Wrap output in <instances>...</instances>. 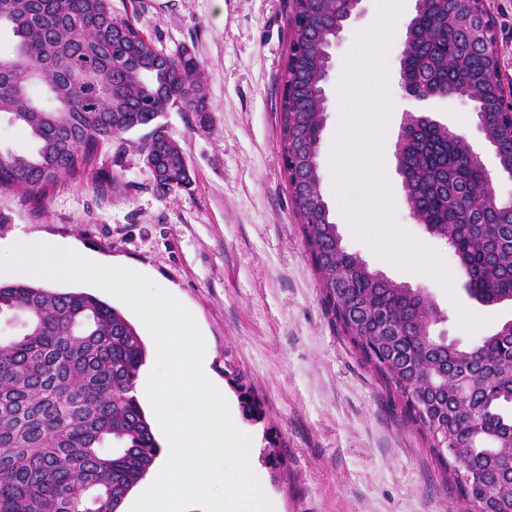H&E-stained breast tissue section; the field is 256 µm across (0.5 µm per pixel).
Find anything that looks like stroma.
I'll list each match as a JSON object with an SVG mask.
<instances>
[{
  "instance_id": "1",
  "label": "stroma",
  "mask_w": 512,
  "mask_h": 512,
  "mask_svg": "<svg viewBox=\"0 0 512 512\" xmlns=\"http://www.w3.org/2000/svg\"><path fill=\"white\" fill-rule=\"evenodd\" d=\"M487 8L500 81L512 96V0H487ZM112 11L131 17L159 51L188 48L203 66L206 121L177 106L160 118L193 182L160 196L135 147L140 135L131 133L100 155L105 170L119 176V193L67 181L37 207L0 190V247L9 248L20 231L67 243L87 258L138 269L183 304L230 402L241 385L261 403V420L239 424L253 437L252 473L275 512H467L426 433L408 421L394 387L364 361L323 302L280 157L282 77L296 37L291 0H112ZM414 13L415 0H403L384 56L391 109L381 158L396 225L441 257L450 285L379 256L355 237L337 205V90L357 33L379 17V0H363L331 49L320 190L345 248L388 279L426 292L441 315L433 335L468 345L512 319V303L472 299L447 243L414 219L395 156L407 114L463 132L499 199L512 198V182L500 177L471 100L404 92L399 60ZM272 438L278 461L269 464Z\"/></svg>"
}]
</instances>
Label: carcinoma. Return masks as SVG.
<instances>
[{
    "label": "carcinoma",
    "instance_id": "1",
    "mask_svg": "<svg viewBox=\"0 0 512 512\" xmlns=\"http://www.w3.org/2000/svg\"><path fill=\"white\" fill-rule=\"evenodd\" d=\"M481 0H419L403 75L421 97L464 96L512 168V121L500 112L496 50ZM343 0H302L286 66L281 155L323 301L364 360L397 391L430 438L471 512H512V320L461 348L434 336L432 302L387 279L342 244L320 192L329 49L348 20ZM0 115L34 152L0 148V189L39 202L63 180L117 187L98 154L144 128L139 151L167 194L192 184L179 146L157 124L178 105L205 121L202 64L188 49L159 60L112 0H0ZM45 87L39 103L30 95ZM415 219L446 239L475 300L512 301V204L488 196L487 172L465 138L429 122L398 145ZM0 512H119L160 454L134 395L146 348L134 325L98 297L21 280L0 283Z\"/></svg>",
    "mask_w": 512,
    "mask_h": 512
}]
</instances>
